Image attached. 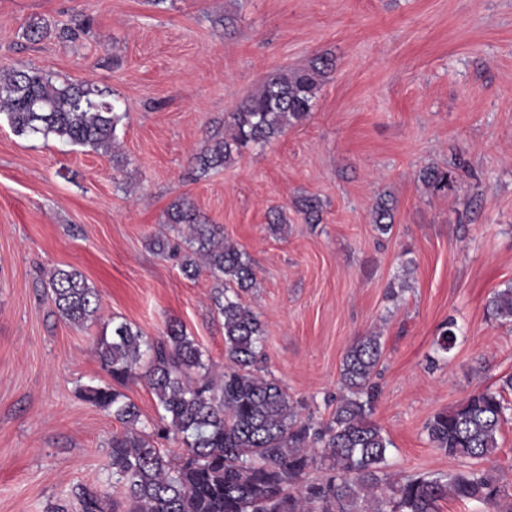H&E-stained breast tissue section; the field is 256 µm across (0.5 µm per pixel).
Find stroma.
Instances as JSON below:
<instances>
[{
  "label": "stroma",
  "instance_id": "1",
  "mask_svg": "<svg viewBox=\"0 0 512 512\" xmlns=\"http://www.w3.org/2000/svg\"><path fill=\"white\" fill-rule=\"evenodd\" d=\"M34 19L49 28L37 42L24 35ZM321 58L333 67L305 120L193 174L261 82ZM0 68L94 84L124 114L114 156L0 119V512H52L79 483L111 491L123 426L79 395L109 381L96 341L111 321L149 338L180 322L223 372L210 272L188 278L149 247L182 198L249 255L257 367L302 418L331 416L343 356L373 331L387 473L466 469L425 425L512 374V323L487 309L512 283V0H0ZM428 167L453 171L454 190L431 192ZM306 197L320 223L298 212ZM276 210L288 222L274 232ZM55 268L97 290V320L56 314L41 285ZM448 322L456 344L429 367Z\"/></svg>",
  "mask_w": 512,
  "mask_h": 512
}]
</instances>
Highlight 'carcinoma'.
I'll return each mask as SVG.
<instances>
[{
	"mask_svg": "<svg viewBox=\"0 0 512 512\" xmlns=\"http://www.w3.org/2000/svg\"><path fill=\"white\" fill-rule=\"evenodd\" d=\"M329 65L325 59L265 81L232 114L231 132L196 155L195 171L205 175L306 119ZM0 115L18 136H52L106 153L117 142L123 118L97 87L59 82L37 69L0 72ZM422 180L435 193L454 183L449 172L436 168L425 169ZM167 223L174 230L188 226L185 243L191 251L177 239H155L152 245L158 254L179 259L184 275L193 277L204 267L215 279L213 303L224 319L229 365L224 379L215 382L198 344L177 322L167 323L155 339L126 322L102 334L96 350L110 383L88 386L81 395L125 430L111 440L115 494L74 486L82 512H440L439 502L448 498L480 503L489 512H512V495L484 468L493 462L498 433L508 421L503 393L512 392V375L502 378L498 389L472 393L426 424L432 446L470 461L467 469L390 482L384 468L391 441L371 420L379 338L365 334L347 348L341 368L347 394L331 419L319 425L300 420L279 381L255 368L264 328L241 298L256 284L246 252L183 201L170 207ZM44 288L63 320L83 326L97 319L98 291L79 271L57 268ZM488 314L512 323V285L493 294ZM453 326L446 323L436 338V352L454 347ZM139 381L161 409L149 432L136 429L139 408L121 391ZM172 436L181 439L179 453L156 446ZM312 469L321 477L307 479ZM384 481L388 495L380 497L376 491Z\"/></svg>",
	"mask_w": 512,
	"mask_h": 512,
	"instance_id": "cac0c4a2",
	"label": "carcinoma"
}]
</instances>
